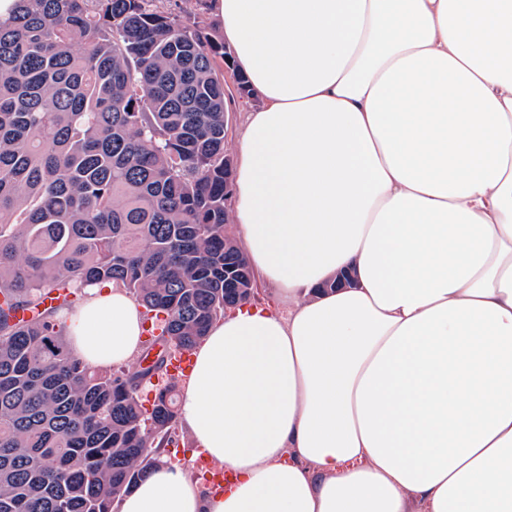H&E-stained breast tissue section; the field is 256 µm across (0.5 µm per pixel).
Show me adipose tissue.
Listing matches in <instances>:
<instances>
[{
  "label": "adipose tissue",
  "mask_w": 512,
  "mask_h": 512,
  "mask_svg": "<svg viewBox=\"0 0 512 512\" xmlns=\"http://www.w3.org/2000/svg\"><path fill=\"white\" fill-rule=\"evenodd\" d=\"M211 8L259 101L237 235L288 309L213 321L181 384L231 484L167 459L118 512H512V0ZM143 321L109 283L59 319L101 370Z\"/></svg>",
  "instance_id": "obj_1"
}]
</instances>
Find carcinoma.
Returning a JSON list of instances; mask_svg holds the SVG:
<instances>
[{"label":"carcinoma","instance_id":"cac0c4a2","mask_svg":"<svg viewBox=\"0 0 512 512\" xmlns=\"http://www.w3.org/2000/svg\"><path fill=\"white\" fill-rule=\"evenodd\" d=\"M157 2L18 0L0 20V512H114L176 443L171 354L253 287L227 230L230 55ZM89 283L159 331L136 370L67 349L56 315Z\"/></svg>","mask_w":512,"mask_h":512}]
</instances>
